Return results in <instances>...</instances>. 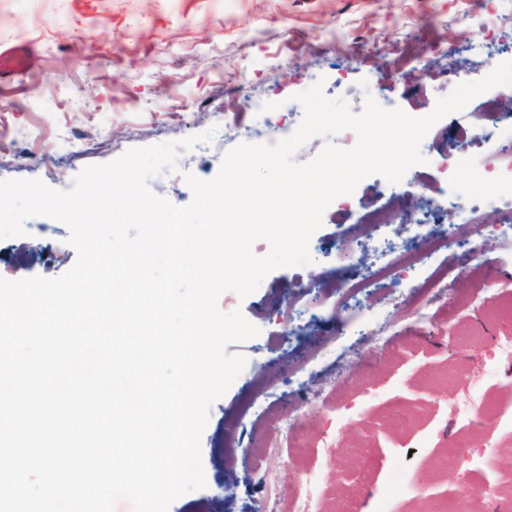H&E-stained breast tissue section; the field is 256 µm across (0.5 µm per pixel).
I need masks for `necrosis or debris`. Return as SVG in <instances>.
Here are the masks:
<instances>
[{"label": "necrosis or debris", "mask_w": 512, "mask_h": 512, "mask_svg": "<svg viewBox=\"0 0 512 512\" xmlns=\"http://www.w3.org/2000/svg\"><path fill=\"white\" fill-rule=\"evenodd\" d=\"M480 103L483 107L481 134L492 145L490 154L480 161H472L465 145L466 131L457 129L451 137L441 129L435 135L433 171L410 168L399 184L413 199L414 209L419 214L413 223L416 247L381 253L362 278L344 269L332 271L319 284L323 299L335 300L341 308L350 296L368 288L371 283L389 285L403 280L408 272L422 268L426 274L416 292L401 301L402 316L406 322L419 323L436 315L438 304L447 299L453 281L454 270L443 261L450 240L449 212L460 210L465 213L462 227L467 238H479L486 230L483 204L472 198L455 196L458 171L468 168L472 182L477 186L485 178L494 177L499 196L512 199V114L499 111L491 99L481 98ZM393 186L382 178L374 182L370 200L351 193L331 202L326 215L328 223L338 230V251L347 257H355L365 238L385 234L397 223L399 215Z\"/></svg>", "instance_id": "4bbe7bcc"}]
</instances>
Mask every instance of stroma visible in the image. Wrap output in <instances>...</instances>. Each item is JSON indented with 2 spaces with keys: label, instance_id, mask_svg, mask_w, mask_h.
I'll use <instances>...</instances> for the list:
<instances>
[{
  "label": "stroma",
  "instance_id": "1",
  "mask_svg": "<svg viewBox=\"0 0 512 512\" xmlns=\"http://www.w3.org/2000/svg\"><path fill=\"white\" fill-rule=\"evenodd\" d=\"M485 15L483 0H0V43H28L37 55L36 67L0 81V178L67 190L85 166L214 130L212 141L179 152L177 171L150 180L156 194L187 205L184 173L211 179L224 155L248 142L253 100L278 101L267 119L279 127L301 111L295 95L317 83L326 98L359 108L369 95L413 117L430 114L443 92L423 66L486 75L487 58L512 56V10L496 28L484 26ZM473 41L482 54L470 50ZM239 71L247 83L229 86ZM228 111L241 129L225 125ZM481 194L490 234L448 256L493 259L496 304L464 306L479 278L474 264L457 263L430 323L381 344L328 311L296 307L291 320L309 333L290 338L281 312L297 281L316 284L341 265L330 224L310 239L312 264L276 269L248 296H220L221 311H241L260 333L229 344L246 365L210 408L201 436L206 485L169 512H288L298 473L291 449L281 442L258 459L247 451L272 408L330 439L308 461L328 491L325 512H436L464 484L475 489L467 512H492L512 485V360L496 350L512 336V236L500 230L493 184ZM68 235L62 222L34 218L28 235L0 241V277L62 275L77 258ZM258 375L266 394L230 424ZM320 393L325 405L309 404ZM468 397L495 417L456 423L452 410ZM462 434L466 464L443 466Z\"/></svg>",
  "mask_w": 512,
  "mask_h": 512
}]
</instances>
